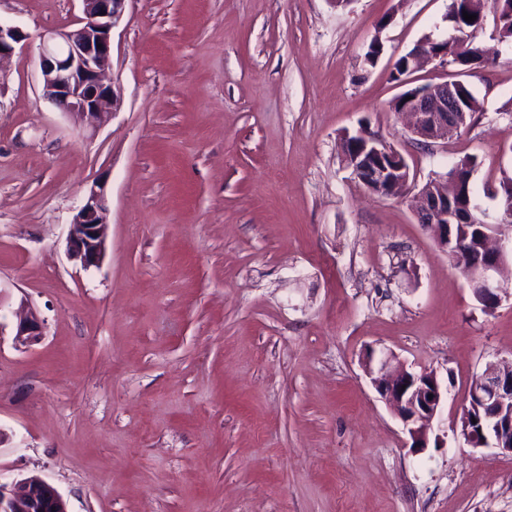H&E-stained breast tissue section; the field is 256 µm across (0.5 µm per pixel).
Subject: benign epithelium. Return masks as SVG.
<instances>
[{
  "instance_id": "7a95c632",
  "label": "benign epithelium",
  "mask_w": 512,
  "mask_h": 512,
  "mask_svg": "<svg viewBox=\"0 0 512 512\" xmlns=\"http://www.w3.org/2000/svg\"><path fill=\"white\" fill-rule=\"evenodd\" d=\"M83 25L72 31L49 30L40 37L39 66L43 91L74 124L95 130L103 125L116 101L113 86L105 82L112 69V33L125 12L126 0H81ZM27 35L17 26L0 22V60L11 56L17 44ZM421 44L410 57L412 70L430 63L448 65V50L429 52ZM411 118L410 132L419 142L444 141L448 133L462 128L465 112L454 104L453 88L448 82L411 96L402 109ZM399 156L379 138L359 132L344 164L371 193L409 182V169L395 166L386 157ZM412 211L418 221L432 232L437 245L448 248V227L461 224L462 213L448 206V193L433 184L419 191ZM107 204L103 188L90 187L81 206L69 224L66 237L68 257L88 270L99 268L107 252ZM512 220V198L496 201L493 214L486 216L491 224ZM476 250L460 243L468 263L467 279L473 293L492 311L501 302L497 276L512 259V240L504 243L482 231ZM44 322L33 312L17 317L13 343L28 348L43 336ZM395 355L391 351L370 352L367 373L371 383L390 409L398 416L408 433L412 447L425 448L429 443L430 423L441 413L448 389L431 372L391 370ZM468 407L482 409L486 420L474 421L468 411L460 418L461 430L468 438L481 435L482 448H494L512 455V369L488 365L475 376L467 393ZM0 512H68L63 496L40 476H23L9 484L0 483Z\"/></svg>"
}]
</instances>
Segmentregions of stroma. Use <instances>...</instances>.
Returning <instances> with one entry per match:
<instances>
[{
	"label": "stroma",
	"mask_w": 512,
	"mask_h": 512,
	"mask_svg": "<svg viewBox=\"0 0 512 512\" xmlns=\"http://www.w3.org/2000/svg\"><path fill=\"white\" fill-rule=\"evenodd\" d=\"M449 0H126L119 99L96 131L43 94L39 36L80 0H0L23 46L0 61V292L45 335L0 337V481L36 474L69 512H512V456L460 435L464 396L512 363V270L484 311L408 197L342 161L367 129L422 186L472 158L476 190L512 167V47L493 21L480 103L430 147L393 109L395 61L446 32ZM383 50L364 62L372 39ZM104 182L101 268L66 254ZM388 349L448 401L424 451L365 372ZM44 322L33 312L25 311L17 317L13 343L16 347L28 348L37 344L43 336Z\"/></svg>",
	"instance_id": "1"
}]
</instances>
